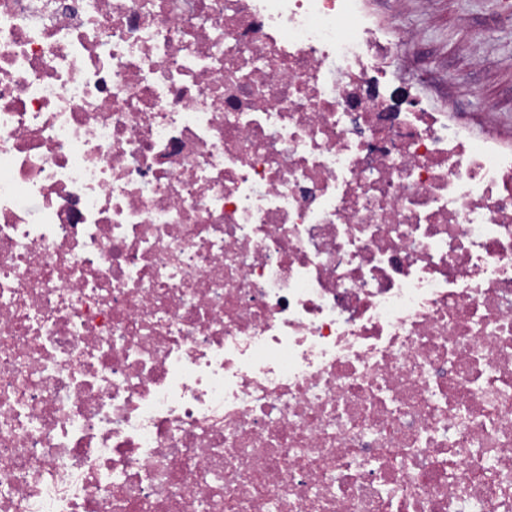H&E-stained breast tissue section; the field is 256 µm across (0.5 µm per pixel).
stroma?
Segmentation results:
<instances>
[{
	"instance_id": "stroma-1",
	"label": "stroma",
	"mask_w": 512,
	"mask_h": 512,
	"mask_svg": "<svg viewBox=\"0 0 512 512\" xmlns=\"http://www.w3.org/2000/svg\"><path fill=\"white\" fill-rule=\"evenodd\" d=\"M384 24L418 33L393 62L395 85L430 110L512 136V0H367Z\"/></svg>"
}]
</instances>
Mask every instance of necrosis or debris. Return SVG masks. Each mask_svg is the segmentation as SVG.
<instances>
[{
  "label": "necrosis or debris",
  "mask_w": 512,
  "mask_h": 512,
  "mask_svg": "<svg viewBox=\"0 0 512 512\" xmlns=\"http://www.w3.org/2000/svg\"><path fill=\"white\" fill-rule=\"evenodd\" d=\"M364 0H0V512H512V144Z\"/></svg>",
  "instance_id": "4bbe7bcc"
}]
</instances>
